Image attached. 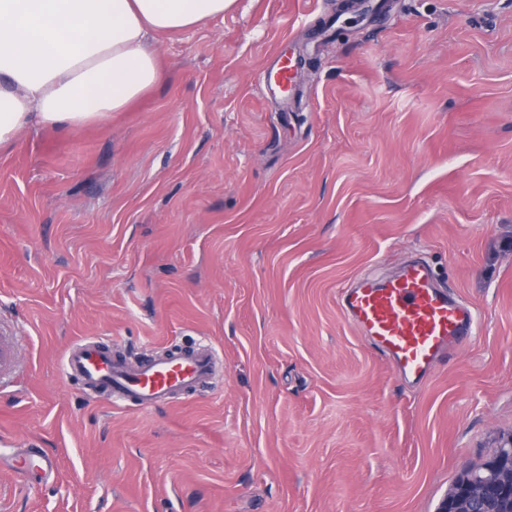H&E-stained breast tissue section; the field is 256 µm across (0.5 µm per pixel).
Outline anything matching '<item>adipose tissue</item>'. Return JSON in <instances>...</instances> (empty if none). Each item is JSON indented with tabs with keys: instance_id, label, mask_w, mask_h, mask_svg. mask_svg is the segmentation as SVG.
Wrapping results in <instances>:
<instances>
[{
	"instance_id": "obj_1",
	"label": "adipose tissue",
	"mask_w": 512,
	"mask_h": 512,
	"mask_svg": "<svg viewBox=\"0 0 512 512\" xmlns=\"http://www.w3.org/2000/svg\"><path fill=\"white\" fill-rule=\"evenodd\" d=\"M234 0H0V151L32 126L107 121L162 78L156 35L223 17Z\"/></svg>"
}]
</instances>
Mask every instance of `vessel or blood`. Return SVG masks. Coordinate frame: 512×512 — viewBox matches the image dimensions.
Masks as SVG:
<instances>
[{
	"instance_id": "1",
	"label": "vessel or blood",
	"mask_w": 512,
	"mask_h": 512,
	"mask_svg": "<svg viewBox=\"0 0 512 512\" xmlns=\"http://www.w3.org/2000/svg\"><path fill=\"white\" fill-rule=\"evenodd\" d=\"M261 87L280 100L296 94L292 57L280 54L259 76ZM341 306L352 324L406 381L426 379L442 357L473 332L472 308L436 282L428 263L414 260L390 277L360 278L343 288ZM18 336H0V381L16 370ZM211 347L175 349L138 364H128L94 342L72 346L65 355L68 375L91 394L113 404L149 409L176 394L194 391L213 373Z\"/></svg>"
}]
</instances>
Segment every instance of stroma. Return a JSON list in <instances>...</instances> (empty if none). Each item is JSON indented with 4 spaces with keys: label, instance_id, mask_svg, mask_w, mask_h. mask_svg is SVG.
Instances as JSON below:
<instances>
[{
    "label": "stroma",
    "instance_id": "obj_1",
    "mask_svg": "<svg viewBox=\"0 0 512 512\" xmlns=\"http://www.w3.org/2000/svg\"><path fill=\"white\" fill-rule=\"evenodd\" d=\"M364 6L236 0L157 36L126 111L0 152V512H437L512 437V0ZM283 47L286 109L257 83ZM416 257L477 324L411 385L340 291ZM85 339L219 370L116 406L64 370ZM19 336H0V382L16 370V352Z\"/></svg>",
    "mask_w": 512,
    "mask_h": 512
}]
</instances>
